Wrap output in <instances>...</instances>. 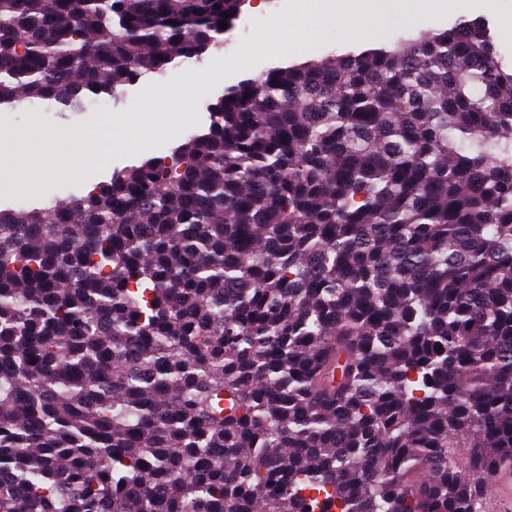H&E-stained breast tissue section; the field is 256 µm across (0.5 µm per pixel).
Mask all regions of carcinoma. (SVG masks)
I'll list each match as a JSON object with an SVG mask.
<instances>
[{
  "label": "carcinoma",
  "instance_id": "cac0c4a2",
  "mask_svg": "<svg viewBox=\"0 0 512 512\" xmlns=\"http://www.w3.org/2000/svg\"><path fill=\"white\" fill-rule=\"evenodd\" d=\"M245 2L0 0V106L113 99ZM507 463L484 21L273 67L172 157L0 209V512H484Z\"/></svg>",
  "mask_w": 512,
  "mask_h": 512
}]
</instances>
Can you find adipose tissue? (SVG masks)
Wrapping results in <instances>:
<instances>
[{"label":"adipose tissue","mask_w":512,"mask_h":512,"mask_svg":"<svg viewBox=\"0 0 512 512\" xmlns=\"http://www.w3.org/2000/svg\"><path fill=\"white\" fill-rule=\"evenodd\" d=\"M469 4L470 0H322L319 11L314 14L308 13L305 6L299 4L288 16L271 17L267 34L247 45L242 54L248 57L262 52L285 57L299 48L303 37L317 36L327 28H337L347 37L359 39L373 23L391 14L415 23L426 17L464 12ZM154 106V99H145L132 118L112 119L104 128L86 130L88 159L73 166V174L89 175L91 162L105 157L108 152L126 147L123 132L127 127L136 126L143 135H150ZM43 137L39 125L31 124L16 147L0 156L1 191H22L51 175V167L38 163L31 152L32 144Z\"/></svg>","instance_id":"ef3b65f1"}]
</instances>
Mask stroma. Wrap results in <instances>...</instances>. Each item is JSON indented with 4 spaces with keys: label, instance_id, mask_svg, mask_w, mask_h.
Returning a JSON list of instances; mask_svg holds the SVG:
<instances>
[{
    "label": "stroma",
    "instance_id": "stroma-1",
    "mask_svg": "<svg viewBox=\"0 0 512 512\" xmlns=\"http://www.w3.org/2000/svg\"><path fill=\"white\" fill-rule=\"evenodd\" d=\"M468 19L483 20L495 38L497 52L505 66H512V38L506 37L504 25L512 19V0H472ZM290 0H247L241 13L224 35V45L197 60L174 61L161 74H147L125 86L115 99L97 103L88 98L79 112H59L28 107L0 111V153H9L12 141L30 123H38L51 139L35 144L37 159L55 158L69 163L79 156L82 133L86 127L106 124L109 117L135 111L148 97L156 98L155 136L143 138L122 151H112L100 162L91 180L74 174L57 173L26 193L0 195V209L41 207L53 200H64L86 194L96 184L109 182L113 173L156 157L167 156L192 134L206 130L210 109L229 89L239 82L259 77L267 69L279 65V58L262 53L241 59L243 48L252 43L266 28L270 17L289 13ZM185 113L177 135L165 134L164 128L173 113Z\"/></svg>",
    "mask_w": 512,
    "mask_h": 512
}]
</instances>
